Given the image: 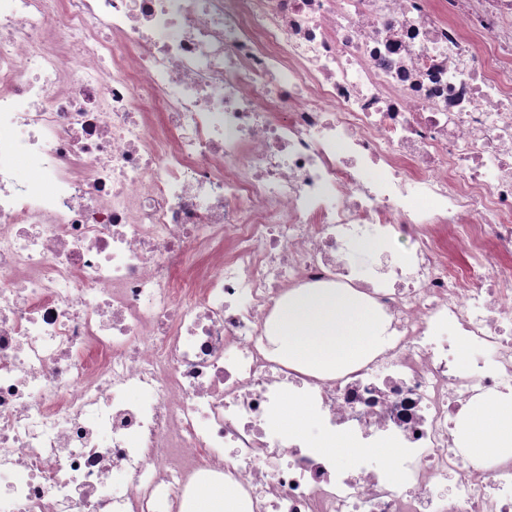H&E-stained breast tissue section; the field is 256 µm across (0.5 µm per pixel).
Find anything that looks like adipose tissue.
Instances as JSON below:
<instances>
[{
    "label": "adipose tissue",
    "instance_id": "adipose-tissue-1",
    "mask_svg": "<svg viewBox=\"0 0 512 512\" xmlns=\"http://www.w3.org/2000/svg\"><path fill=\"white\" fill-rule=\"evenodd\" d=\"M278 352L289 366L333 377L387 342L378 314L349 291L299 288L275 314ZM466 454L493 460L512 455V398L475 404L460 428Z\"/></svg>",
    "mask_w": 512,
    "mask_h": 512
}]
</instances>
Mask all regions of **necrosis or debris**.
Wrapping results in <instances>:
<instances>
[{"label": "necrosis or debris", "mask_w": 512, "mask_h": 512, "mask_svg": "<svg viewBox=\"0 0 512 512\" xmlns=\"http://www.w3.org/2000/svg\"><path fill=\"white\" fill-rule=\"evenodd\" d=\"M323 285L389 338L334 378L271 353ZM511 395L512 0H0V512H512ZM460 434L471 459L508 457L512 454V398L475 404ZM273 423L286 432H295L313 426L314 418L308 408L295 401H290L281 408L272 419ZM238 507L236 491L230 484H215L197 495L193 512H235Z\"/></svg>", "instance_id": "4bbe7bcc"}]
</instances>
